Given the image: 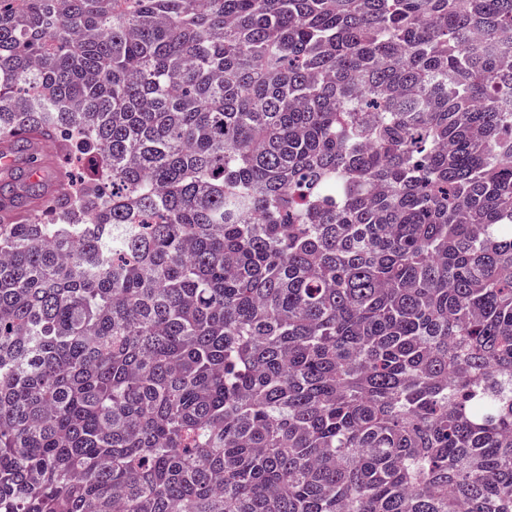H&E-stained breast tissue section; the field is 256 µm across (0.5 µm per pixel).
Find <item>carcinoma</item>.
Returning a JSON list of instances; mask_svg holds the SVG:
<instances>
[{
	"mask_svg": "<svg viewBox=\"0 0 512 512\" xmlns=\"http://www.w3.org/2000/svg\"><path fill=\"white\" fill-rule=\"evenodd\" d=\"M512 0H0V512H512ZM40 148H33L29 151H23L17 153L12 157V159L4 154L0 158V166L1 168H6L11 165L8 169L0 168V186L4 189L8 188L9 190H13L12 193L14 195H18L19 197L27 195V191H31V187L33 189H38L43 186H47L52 183L55 175L56 168L54 165L49 163V161L42 160L40 162L39 156L34 154V160L36 157L38 159V163L30 164L29 157L32 153H40ZM36 167L37 173L35 170L32 174V169ZM13 195V196H14Z\"/></svg>",
	"mask_w": 512,
	"mask_h": 512,
	"instance_id": "cac0c4a2",
	"label": "carcinoma"
}]
</instances>
